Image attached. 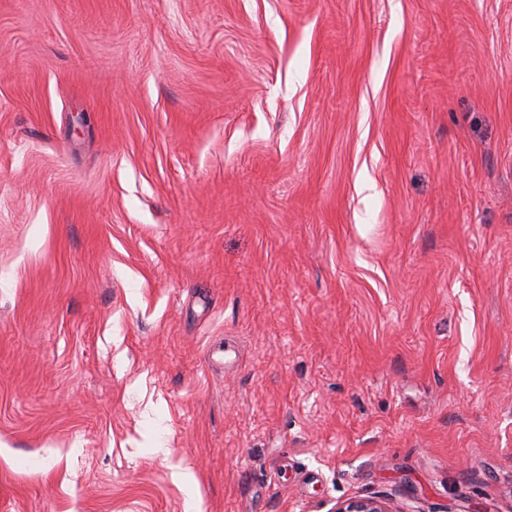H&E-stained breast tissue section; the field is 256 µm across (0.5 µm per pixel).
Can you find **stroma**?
<instances>
[{
	"instance_id": "35a3bbf8",
	"label": "stroma",
	"mask_w": 512,
	"mask_h": 512,
	"mask_svg": "<svg viewBox=\"0 0 512 512\" xmlns=\"http://www.w3.org/2000/svg\"><path fill=\"white\" fill-rule=\"evenodd\" d=\"M512 512V0H0V512ZM332 512H395L385 500L351 498L339 503Z\"/></svg>"
}]
</instances>
